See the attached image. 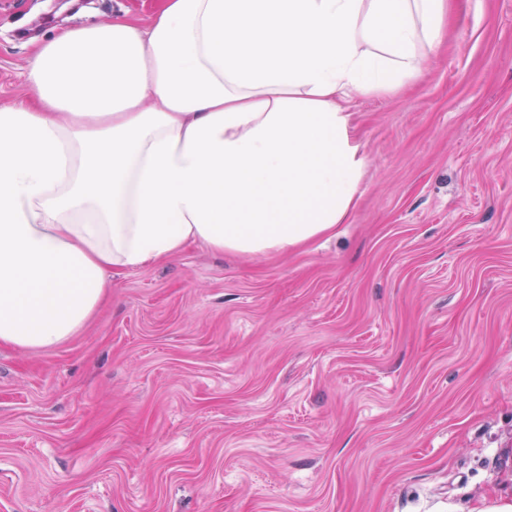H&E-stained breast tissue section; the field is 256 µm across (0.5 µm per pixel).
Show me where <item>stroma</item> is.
Masks as SVG:
<instances>
[{
  "mask_svg": "<svg viewBox=\"0 0 512 512\" xmlns=\"http://www.w3.org/2000/svg\"><path fill=\"white\" fill-rule=\"evenodd\" d=\"M158 4L13 0L0 104L34 41ZM347 110L365 168L335 235L189 244L56 347L0 345V512L512 504V0H451L425 74Z\"/></svg>",
  "mask_w": 512,
  "mask_h": 512,
  "instance_id": "1",
  "label": "stroma"
}]
</instances>
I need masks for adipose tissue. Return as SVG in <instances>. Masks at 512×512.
Here are the masks:
<instances>
[{
    "label": "adipose tissue",
    "mask_w": 512,
    "mask_h": 512,
    "mask_svg": "<svg viewBox=\"0 0 512 512\" xmlns=\"http://www.w3.org/2000/svg\"><path fill=\"white\" fill-rule=\"evenodd\" d=\"M447 0H161L46 36L0 105V342L80 332L113 272L196 242L282 252L347 223L349 92L416 78Z\"/></svg>",
    "instance_id": "1"
}]
</instances>
